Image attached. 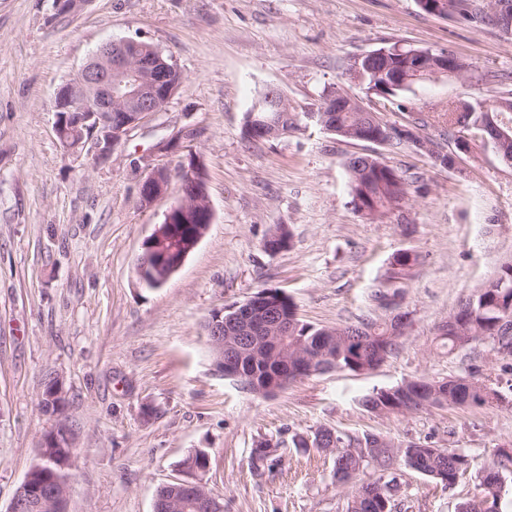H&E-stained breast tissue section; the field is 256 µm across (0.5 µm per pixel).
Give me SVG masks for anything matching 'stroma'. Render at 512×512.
<instances>
[{"label":"stroma","mask_w":512,"mask_h":512,"mask_svg":"<svg viewBox=\"0 0 512 512\" xmlns=\"http://www.w3.org/2000/svg\"><path fill=\"white\" fill-rule=\"evenodd\" d=\"M146 41L170 56L182 84L167 109L97 161L67 150L54 130L56 89L103 43ZM404 44L449 51L465 77L418 88L414 113L434 150H392L315 126L251 140L242 122L265 90L296 111L342 93L353 60ZM512 73V36L420 10L416 0H0V512L38 460L43 436L65 424L74 449L68 512H154L156 488L181 478L188 452L210 456L203 475L224 512H344L353 485L329 456L292 447L320 427L375 433L395 443L455 448L473 461L452 489L395 465L397 512H457L478 495L475 467L512 445V390L492 407L379 414L366 392L420 378L502 373L512 357L484 341L437 346L438 327L461 300L512 260V165L489 148L456 152L466 136L440 114L449 101L491 100L494 74ZM172 150L157 151L171 137ZM374 154L406 180L401 208L356 211L344 168ZM205 166L213 221L164 288L136 281L143 241L180 196L189 155ZM172 181L140 200L151 169ZM287 225V250L264 240ZM416 262L392 279L397 254ZM387 286L390 306L372 298ZM264 288L284 291L298 318L333 327L402 312L400 349L366 373L313 375L259 396L218 373L204 323L212 311ZM63 381L65 413L40 405L48 376ZM278 442L273 468L255 469L257 440Z\"/></svg>","instance_id":"obj_1"}]
</instances>
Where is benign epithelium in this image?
Here are the masks:
<instances>
[{
    "mask_svg": "<svg viewBox=\"0 0 512 512\" xmlns=\"http://www.w3.org/2000/svg\"><path fill=\"white\" fill-rule=\"evenodd\" d=\"M407 60L403 66V81L424 83L442 76H462L461 61L448 54L431 50L408 52L395 45L362 55L371 70L381 74L393 67L396 58ZM181 86L180 71L171 58L156 47L145 48L136 40H113L101 45L66 82L58 87L54 95L55 132L62 145L71 151H87L95 160L106 159L121 144L128 134L146 120L163 111ZM393 87L381 84L368 90L372 98L363 103L347 95H330L318 108L320 112H345L349 109L368 115L377 127L372 143L381 145L383 138L396 133L417 148L437 156L419 128L412 123L405 126H388L379 113L392 101ZM291 108L283 94L270 90L267 97L254 102L246 114L251 133L262 138H274L284 134L281 113ZM460 141L461 151L468 152L479 140H493L501 158L512 164V128L503 126L498 117L486 113L481 132H471ZM184 181L196 185L191 195H181L164 214L161 225L145 239L150 242L161 236V228L182 222L194 212L202 219L203 227L194 233L196 241L205 236L213 215L208 201L204 167L200 158H194V166L187 168ZM171 181V171L165 166L151 170L140 186L143 203L150 204L164 195ZM229 315L219 313L211 320L208 331L210 347L226 356L228 375L241 377L235 367L236 357L247 354L255 360H276L284 372L273 376L266 387L276 392L288 385V373L307 362L306 354L298 346L288 345V319L276 308L272 295L259 292L243 302L227 308ZM190 476L183 482L187 494L197 498L204 507L223 510V505L214 498L202 482L204 470L195 466L189 469ZM27 475L15 494L8 512H38L42 507L41 487L32 483Z\"/></svg>",
    "mask_w": 512,
    "mask_h": 512,
    "instance_id": "1",
    "label": "benign epithelium"
}]
</instances>
